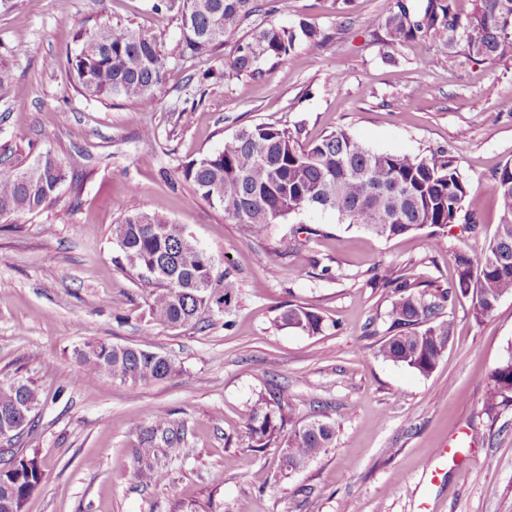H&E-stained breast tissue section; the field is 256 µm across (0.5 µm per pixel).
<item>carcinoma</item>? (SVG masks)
I'll return each mask as SVG.
<instances>
[{
  "instance_id": "cac0c4a2",
  "label": "carcinoma",
  "mask_w": 512,
  "mask_h": 512,
  "mask_svg": "<svg viewBox=\"0 0 512 512\" xmlns=\"http://www.w3.org/2000/svg\"><path fill=\"white\" fill-rule=\"evenodd\" d=\"M155 9L180 14L183 57L211 56L233 44L230 70L237 76L258 77L262 63L285 59L299 43L321 48L327 42L319 27L305 21L292 27L250 26L251 18L265 10L262 0H158ZM374 24L388 46L444 32L450 52L459 49L484 62L512 60V0H474L465 15L453 10L452 0H390ZM67 63L79 93L100 100L121 97L146 111L154 108L168 73L160 38L120 22H102L78 32ZM183 176L195 194L221 207L238 224L260 229L306 209H321L384 239L446 228L456 223L471 197L456 159L446 152L429 158L377 153L344 129L304 145L297 131L244 126L224 139L221 150L189 162ZM66 180L64 165L49 152L29 164L11 154L0 156V215L9 220L46 209ZM493 190L500 223L486 246L455 256L454 287L419 291L415 283L389 272L381 276L384 284L394 286L397 298L388 312L391 335L379 346V357L427 375L452 340L453 323L442 316L449 296L471 297L470 314L480 322L503 297L512 295L511 164L495 174ZM466 215L477 227L475 213ZM112 237L118 249L116 264L152 287L150 311L162 323L188 325L215 308L224 310L236 295V281L226 273L214 278L206 253L181 225L159 213L126 215L113 225ZM281 322L312 335L324 327L320 315L302 306L288 308ZM77 358L90 388L108 379L148 384L177 373L164 355L107 341L86 345ZM38 404L32 380L0 381V423L16 408ZM510 404L512 355L491 372L484 407L487 414L496 415ZM248 434L257 448L276 440L285 444L280 477L286 478L288 463H309L332 446L336 426L319 419L294 423L286 418L279 393L270 389L254 401ZM178 441L180 433L168 416L156 413L144 446L137 450L142 483L166 480L164 470L148 459ZM44 475L37 453L1 451L0 512H23Z\"/></svg>"
}]
</instances>
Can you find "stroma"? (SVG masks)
<instances>
[{
	"mask_svg": "<svg viewBox=\"0 0 512 512\" xmlns=\"http://www.w3.org/2000/svg\"><path fill=\"white\" fill-rule=\"evenodd\" d=\"M154 3L0 0V59L23 89L0 90V154L81 162L51 207L0 223V380L32 379L40 394L38 427L19 445L37 450L45 477L24 512H512V405L494 416L484 408L491 371L512 353V296L480 322L469 299L446 302L454 337L422 375L377 356L395 295L372 280L388 270L451 287L454 254L492 238V174L512 162V112L500 107L512 97V60L452 54L441 37L386 46L370 20L389 0H351L342 13L334 0H279L254 23L306 21L330 42L236 77L228 50L181 57L180 17ZM105 21L159 36L169 75L153 110L77 91L66 53L77 32ZM260 123L301 128L305 143L342 127L376 152L447 150L480 231L458 223L386 240L318 209L247 231L182 170ZM137 211L185 227L215 274L236 280L223 311L183 327L151 318L149 288L114 262L112 226ZM300 225L314 231L307 246L280 248ZM294 305L323 316L324 331L280 325ZM95 341L145 347L182 371L87 388L75 352ZM272 387L294 422L336 425L333 446L283 480L282 444L256 450L247 436L254 399ZM158 411L183 424L184 439L165 484L145 487L134 450ZM439 448L449 459L430 485L423 467Z\"/></svg>",
	"mask_w": 512,
	"mask_h": 512,
	"instance_id": "35a3bbf8",
	"label": "stroma"
}]
</instances>
